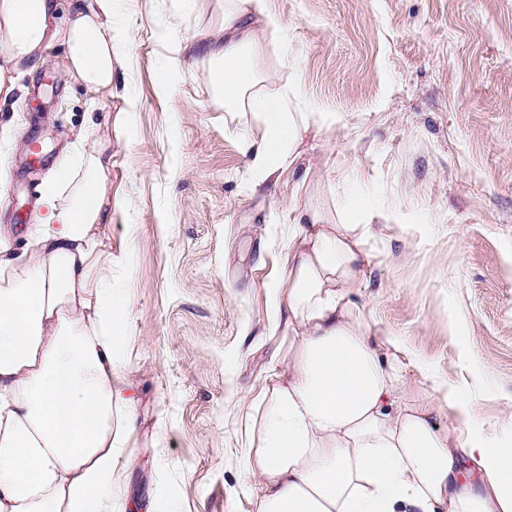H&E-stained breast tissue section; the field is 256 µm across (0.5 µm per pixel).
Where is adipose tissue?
<instances>
[{
    "instance_id": "obj_1",
    "label": "adipose tissue",
    "mask_w": 512,
    "mask_h": 512,
    "mask_svg": "<svg viewBox=\"0 0 512 512\" xmlns=\"http://www.w3.org/2000/svg\"><path fill=\"white\" fill-rule=\"evenodd\" d=\"M114 0H0V103L22 64L62 38L64 63L95 95L112 91ZM201 33L206 66L229 117L251 115L242 137L258 182L293 164L301 135L336 121L296 112L293 90H268L271 40H287L271 0H217ZM106 143L78 131L16 248L0 234V512H177L124 492L138 400L119 332L128 289L112 285ZM375 228L297 208L286 246L288 364L258 400L244 471L259 480L255 512H512V446L476 428L473 395L406 398L401 343L355 300ZM452 421L439 429L438 404Z\"/></svg>"
}]
</instances>
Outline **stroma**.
Returning <instances> with one entry per match:
<instances>
[{
    "instance_id": "1",
    "label": "stroma",
    "mask_w": 512,
    "mask_h": 512,
    "mask_svg": "<svg viewBox=\"0 0 512 512\" xmlns=\"http://www.w3.org/2000/svg\"><path fill=\"white\" fill-rule=\"evenodd\" d=\"M288 32L295 108L340 120L301 138L257 186L204 69L179 44L205 23L183 0H117L111 94L91 98L54 41L23 65L17 130L0 175V230L24 234L75 134L112 145L113 284L139 436L130 482L180 512H254L239 458L253 403L288 348L275 303L297 207L372 202L360 304L436 378L482 380L498 439L512 403V0H271ZM167 87H160V79Z\"/></svg>"
}]
</instances>
